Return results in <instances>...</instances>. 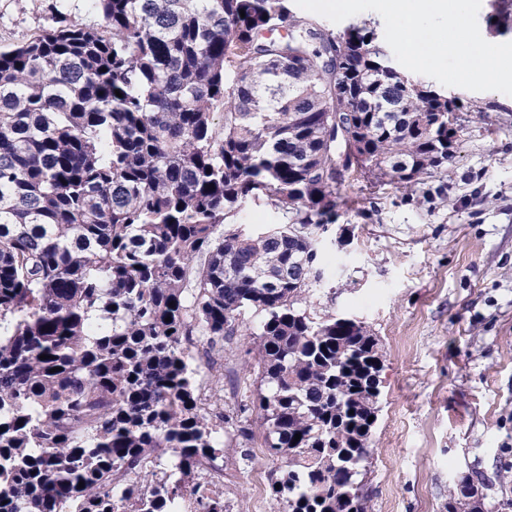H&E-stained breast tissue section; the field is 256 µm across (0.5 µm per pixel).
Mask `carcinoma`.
<instances>
[{"label": "carcinoma", "instance_id": "carcinoma-1", "mask_svg": "<svg viewBox=\"0 0 512 512\" xmlns=\"http://www.w3.org/2000/svg\"><path fill=\"white\" fill-rule=\"evenodd\" d=\"M85 2L0 44V512H179L255 407L275 512H372L380 340L313 302L336 158L442 200L463 105L290 0ZM236 336L255 390L215 423L191 348ZM485 499L463 477L446 512ZM62 4L69 21L83 25L100 23L98 18L88 13L84 0H64Z\"/></svg>", "mask_w": 512, "mask_h": 512}]
</instances>
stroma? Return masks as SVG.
Returning a JSON list of instances; mask_svg holds the SVG:
<instances>
[{
	"mask_svg": "<svg viewBox=\"0 0 512 512\" xmlns=\"http://www.w3.org/2000/svg\"><path fill=\"white\" fill-rule=\"evenodd\" d=\"M55 0H0V42L54 24ZM466 131L441 179L448 200L419 206L365 171L346 175L336 240L324 245L318 311L379 336L381 411L366 484L374 512H445L469 476L489 512L512 499V96L452 87ZM250 339L225 346L222 368L195 360L200 388L246 378ZM222 451L232 512H270L282 465L261 437Z\"/></svg>",
	"mask_w": 512,
	"mask_h": 512,
	"instance_id": "35a3bbf8",
	"label": "stroma"
}]
</instances>
